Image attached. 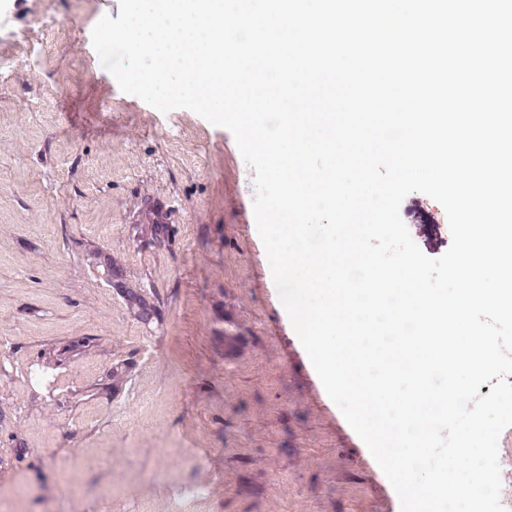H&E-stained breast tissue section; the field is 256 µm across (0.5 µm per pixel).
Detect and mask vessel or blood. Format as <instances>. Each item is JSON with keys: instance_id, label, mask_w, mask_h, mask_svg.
I'll return each mask as SVG.
<instances>
[{"instance_id": "obj_1", "label": "vessel or blood", "mask_w": 512, "mask_h": 512, "mask_svg": "<svg viewBox=\"0 0 512 512\" xmlns=\"http://www.w3.org/2000/svg\"><path fill=\"white\" fill-rule=\"evenodd\" d=\"M224 150L231 155L237 164V178L242 188L238 193V207L244 217L241 227L243 235L249 242L250 251L247 255L249 262L254 263L258 274V282L261 288V296L266 308L271 312L274 322L273 327L283 341V352L287 362L299 366L307 377L306 396L319 404L325 419L334 421L339 432L343 447L356 449L362 462L369 469L376 485L375 488L388 505H395L399 496L396 491L383 485L381 478L382 469L379 467L367 446L347 423L340 409L327 395L303 345L298 336H295L291 321L284 310L275 284L271 269L260 262V256L264 250L263 242L259 236L253 203L256 195L254 170L241 156L232 133L224 135ZM445 218L427 204H420L417 222L410 227L412 237L422 235H434L438 224L444 223Z\"/></svg>"}]
</instances>
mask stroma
<instances>
[{
    "mask_svg": "<svg viewBox=\"0 0 512 512\" xmlns=\"http://www.w3.org/2000/svg\"><path fill=\"white\" fill-rule=\"evenodd\" d=\"M13 26L0 31V337L25 367L40 346L96 336L142 349L126 390L71 410L29 412L32 393L11 389V427L25 447L74 440L71 469L105 472L92 493L59 487L44 496L27 461L0 483L24 479L29 502L53 512H168L188 462L155 461L158 443L181 440L191 459L221 464L222 512H379L355 449L336 450L335 424L304 396L300 370L284 365L254 274L240 261L236 181L221 127L178 108L157 114L121 91L92 44L99 0H9ZM163 206L175 227L169 253L138 252L126 229ZM68 250H61L62 237ZM94 242L148 269L159 291L178 298L162 319L131 315L102 287L82 253ZM245 341L225 373L224 317ZM111 353H83L60 374L61 388L92 383ZM233 421L235 451L224 454Z\"/></svg>",
    "mask_w": 512,
    "mask_h": 512,
    "instance_id": "1",
    "label": "stroma"
}]
</instances>
